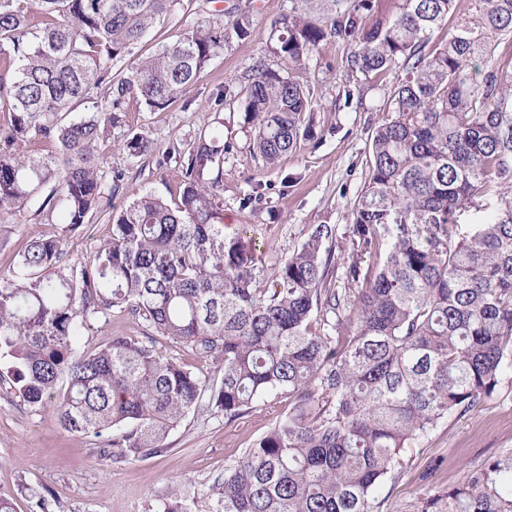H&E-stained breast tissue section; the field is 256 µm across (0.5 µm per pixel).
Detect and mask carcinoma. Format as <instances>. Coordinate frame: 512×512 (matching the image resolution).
<instances>
[{"label":"carcinoma","mask_w":512,"mask_h":512,"mask_svg":"<svg viewBox=\"0 0 512 512\" xmlns=\"http://www.w3.org/2000/svg\"><path fill=\"white\" fill-rule=\"evenodd\" d=\"M177 0H0V210L36 199L73 231L111 209L122 173L106 179L99 145L122 121L124 98L162 109L182 97L224 44L250 34L252 12L202 23L138 60L117 83L112 62L132 53ZM432 53V33L456 0H402L368 30L357 15L321 24L283 17L272 30L280 70L243 90L253 148L274 165L299 144L312 99L293 72L327 37L357 49L364 76L405 72L372 137L369 173L351 212L352 262L332 282L336 225L312 224L269 284L241 233L227 234L207 164L224 153V118L180 161V200L142 195L112 216V234L80 272L64 239L32 238L0 277V364L27 403L54 406L69 433L104 437L113 462L151 456L204 394L231 422L286 394L288 412L205 498L173 496L156 512H379L407 448L450 414H466L512 367V75H470L512 37V0H469ZM87 112L70 118L74 106ZM45 146L27 149L31 142ZM124 150L150 151L139 133ZM494 191L504 214L470 235L456 213ZM112 310L141 320L142 336H109L85 354L87 322ZM354 330L341 334L344 322ZM336 335H330V332ZM213 357L222 375L164 356L157 337ZM416 512H512V458H490Z\"/></svg>","instance_id":"carcinoma-1"}]
</instances>
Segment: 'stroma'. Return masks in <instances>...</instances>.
Wrapping results in <instances>:
<instances>
[{
	"mask_svg": "<svg viewBox=\"0 0 512 512\" xmlns=\"http://www.w3.org/2000/svg\"><path fill=\"white\" fill-rule=\"evenodd\" d=\"M249 2L254 15L248 38L226 44L197 83L166 108L127 98L123 124L113 127L100 150L109 168L124 174L112 200L114 211L145 194L172 203L180 195V174L171 150H188L206 131L211 112L221 111L224 154L205 176L219 181L225 231L244 232L269 277L300 247L309 225H335L337 245L349 244L350 213L367 177L371 137L386 118L403 74L350 72L346 60L354 42L327 38L297 74L314 101L305 116V133L296 151L269 165L252 148L254 130L244 119L241 91L260 68H282L270 34L282 16L293 13L296 0H178L171 13L153 24L135 54L115 63L114 72L130 75L137 56L176 41L198 23L222 21L224 10ZM220 89L227 99L221 108L214 102ZM131 130L152 141L153 153L127 156L122 145ZM111 231V223L102 218L67 233L61 224L44 223L32 207L0 212V273L10 270L29 237H63L65 262L77 268L91 265ZM140 333L137 320L115 310L89 322L80 347L90 352L104 337ZM287 408V396L279 395L229 422L203 402L170 432L164 452L115 464L96 454L99 438L65 432L52 406L19 398L0 365V495L14 498L16 512L34 510L33 500L20 492L24 484L50 490L59 512H153L175 492L200 502L225 468ZM506 455H512V367L478 408L448 416L408 448L400 472L382 491L380 512H408L409 504L424 494L448 488L489 458Z\"/></svg>",
	"mask_w": 512,
	"mask_h": 512,
	"instance_id": "obj_1",
	"label": "stroma"
}]
</instances>
